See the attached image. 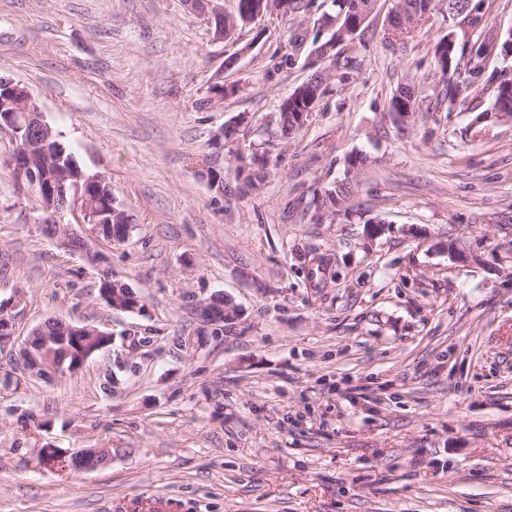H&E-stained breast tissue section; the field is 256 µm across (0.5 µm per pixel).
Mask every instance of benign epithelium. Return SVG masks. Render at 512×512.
<instances>
[{
    "mask_svg": "<svg viewBox=\"0 0 512 512\" xmlns=\"http://www.w3.org/2000/svg\"><path fill=\"white\" fill-rule=\"evenodd\" d=\"M188 2L195 10L206 15L209 21L218 22L215 37L218 41L224 40V9L219 6L221 0H188ZM1 103L5 104L9 111L4 113V120L0 121V130L8 133L16 145L11 166L20 180L34 184L43 183L46 199L42 202V210L49 222L56 224V237L65 245L71 241H77L83 250L90 251L86 237L74 234L69 225L60 223V214L69 211L75 216L76 223L90 226L92 235L102 236L115 242L124 241L129 235L131 225L113 224L105 227L91 221L94 202L88 187L94 182L105 183L104 176L98 173L85 174L78 169L73 176L64 172L57 178L48 180L43 170L51 163V158L32 152L30 141H21L20 133L24 130L40 138L51 136L49 124L44 120L31 91L19 82L0 80ZM103 284V297L109 306L126 311L139 308V299L131 287L112 280L110 275L103 280ZM19 300L20 297L15 293L8 299H0V347L3 349L11 345L14 339L12 309L18 305ZM202 305L209 309V318L206 321L209 326L223 323L226 316L232 313V303L227 298L220 302L204 300ZM82 336L103 339V343L99 346L101 350L112 343V333L94 324L77 327L60 318L50 316L31 332L26 345L20 351L19 362L28 370L34 369L32 361L34 352L37 351L46 360L43 366L44 372L55 375L72 373L90 358L88 354L82 355L73 363H67L72 352L67 342L76 344ZM77 457L84 459L88 468L94 469L108 461L109 451L99 448L87 449L77 454Z\"/></svg>",
    "mask_w": 512,
    "mask_h": 512,
    "instance_id": "1",
    "label": "benign epithelium"
}]
</instances>
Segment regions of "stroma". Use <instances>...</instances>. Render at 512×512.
Returning <instances> with one entry per match:
<instances>
[{
	"instance_id": "35a3bbf8",
	"label": "stroma",
	"mask_w": 512,
	"mask_h": 512,
	"mask_svg": "<svg viewBox=\"0 0 512 512\" xmlns=\"http://www.w3.org/2000/svg\"><path fill=\"white\" fill-rule=\"evenodd\" d=\"M392 6L377 0L343 48L354 69L285 139L279 106L312 73L294 33L328 39L332 0L221 42L188 0H0V78L130 215L124 243H89L141 304L108 306L97 267L46 236L0 132L16 342L50 314L112 334L55 379L0 351V512H512V122L474 137L434 58L448 35L460 53L507 38L512 0L474 25L437 7L396 39ZM409 80L406 124L389 101ZM358 153L346 211L315 222L314 194ZM255 154L269 175L249 186L236 169ZM370 218L389 227L372 242ZM218 292L237 309L220 332L195 311ZM46 445L112 457L73 474L40 465Z\"/></svg>"
}]
</instances>
